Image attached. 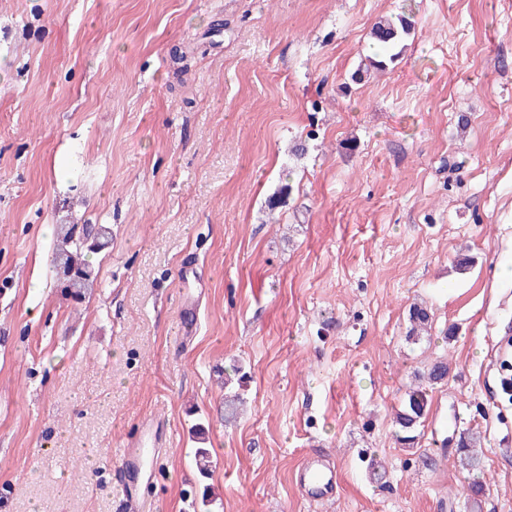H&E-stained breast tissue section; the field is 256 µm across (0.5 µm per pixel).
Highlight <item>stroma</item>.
<instances>
[{
	"label": "stroma",
	"instance_id": "1",
	"mask_svg": "<svg viewBox=\"0 0 512 512\" xmlns=\"http://www.w3.org/2000/svg\"><path fill=\"white\" fill-rule=\"evenodd\" d=\"M400 15V56L363 71ZM63 224L110 230L79 299ZM510 258L512 0H0V512H122L109 458L153 415L156 512H472L468 429L481 512H512ZM317 454L339 480L312 502ZM448 376V362L440 359L427 368L422 379L427 383L409 387L401 399L400 407L395 412V425L398 441L408 448L413 447L418 427L424 422L428 413L431 397L429 387L442 382ZM479 443L480 436H477L472 431L461 433L457 441V454L460 457V462L472 474H478L482 469L480 448H476ZM297 480L310 501H323L335 496L336 469L326 456H310L303 459Z\"/></svg>",
	"mask_w": 512,
	"mask_h": 512
}]
</instances>
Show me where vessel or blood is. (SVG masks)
<instances>
[{
    "label": "vessel or blood",
    "instance_id": "1",
    "mask_svg": "<svg viewBox=\"0 0 512 512\" xmlns=\"http://www.w3.org/2000/svg\"><path fill=\"white\" fill-rule=\"evenodd\" d=\"M167 440L164 419L154 417L144 421L138 434L131 437L124 448L114 469L123 478L122 495L133 504L137 512H154L153 499L146 497L136 489L144 470V460L150 446H161ZM297 480L308 500L323 501L334 497L336 493V469L326 457L316 455L304 458L297 474Z\"/></svg>",
    "mask_w": 512,
    "mask_h": 512
}]
</instances>
